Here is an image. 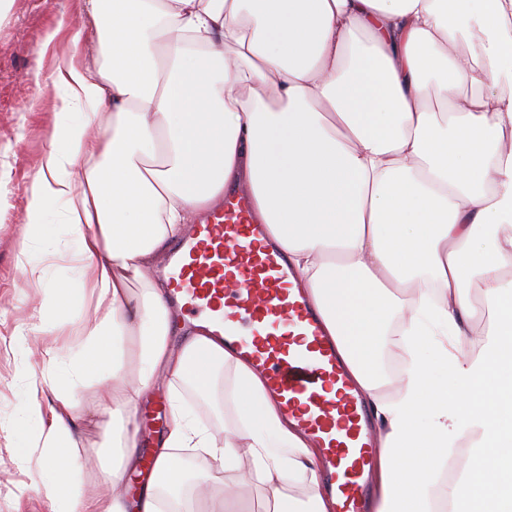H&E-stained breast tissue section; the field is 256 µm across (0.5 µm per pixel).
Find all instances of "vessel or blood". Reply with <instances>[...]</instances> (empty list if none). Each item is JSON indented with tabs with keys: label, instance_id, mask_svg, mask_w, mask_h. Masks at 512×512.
<instances>
[{
	"label": "vessel or blood",
	"instance_id": "1",
	"mask_svg": "<svg viewBox=\"0 0 512 512\" xmlns=\"http://www.w3.org/2000/svg\"><path fill=\"white\" fill-rule=\"evenodd\" d=\"M164 266L178 320L209 322L321 448V483L336 497L335 512H368V474L380 453L372 409L246 196L227 191L223 209L193 225Z\"/></svg>",
	"mask_w": 512,
	"mask_h": 512
}]
</instances>
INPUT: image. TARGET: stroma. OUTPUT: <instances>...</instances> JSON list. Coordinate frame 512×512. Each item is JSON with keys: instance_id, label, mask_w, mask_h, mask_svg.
I'll return each instance as SVG.
<instances>
[{"instance_id": "35a3bbf8", "label": "stroma", "mask_w": 512, "mask_h": 512, "mask_svg": "<svg viewBox=\"0 0 512 512\" xmlns=\"http://www.w3.org/2000/svg\"><path fill=\"white\" fill-rule=\"evenodd\" d=\"M82 30L80 43H72L73 30ZM54 40H47L49 31ZM85 63L99 56L97 35L89 24L82 0H10L0 13V512H52L45 492L46 474L38 460L23 462L22 447L14 428L26 399L25 381L16 373L26 361L33 374H41L40 358L26 357L19 326L28 325L47 297L46 284L28 277L18 263L24 251L64 249L67 231L59 211L47 216L50 238L32 244L25 235L26 205L38 172V163L49 146L60 91L46 84L45 75L72 55ZM184 396L202 423L219 431L235 422L238 410L231 396L216 392L201 397L193 389ZM165 381L152 386L130 429L138 439L158 438L168 428L160 403L168 402ZM81 458L74 461L83 497L93 496L103 475L84 469V458L97 457L112 441L110 414L83 416L76 432Z\"/></svg>"}]
</instances>
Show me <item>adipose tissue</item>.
<instances>
[{"label": "adipose tissue", "mask_w": 512, "mask_h": 512, "mask_svg": "<svg viewBox=\"0 0 512 512\" xmlns=\"http://www.w3.org/2000/svg\"><path fill=\"white\" fill-rule=\"evenodd\" d=\"M101 62L48 81L61 92L28 204L26 236L61 210L70 274L49 280L18 423L38 431L52 512H129L139 451L127 426L156 378L173 424L139 512H230L260 484L271 512H306L284 489L317 453L262 376L205 324L171 347L167 286L154 269L189 224L244 187L386 429L377 512H512V0H84ZM111 118L112 132L101 124ZM475 278L494 312L473 334ZM87 312L78 320L79 312ZM45 335L60 337L41 347ZM405 368L391 401L382 358ZM448 378L435 375L437 367ZM231 372L240 421L201 425L182 389L211 396ZM98 387L79 400L78 387ZM50 389L42 413L34 398ZM112 415L111 492L82 499L79 410ZM463 481L437 474L460 438ZM228 471L217 491L188 458Z\"/></svg>", "instance_id": "ef3b65f1"}]
</instances>
